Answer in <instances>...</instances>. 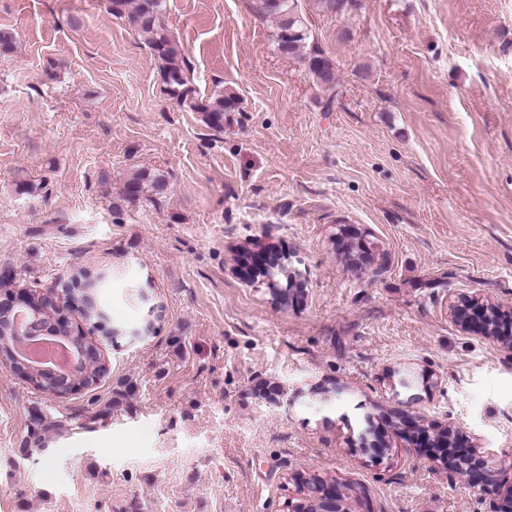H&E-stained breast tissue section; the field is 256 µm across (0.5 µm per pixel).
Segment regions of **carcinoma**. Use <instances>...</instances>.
Instances as JSON below:
<instances>
[{
	"instance_id": "cac0c4a2",
	"label": "carcinoma",
	"mask_w": 512,
	"mask_h": 512,
	"mask_svg": "<svg viewBox=\"0 0 512 512\" xmlns=\"http://www.w3.org/2000/svg\"><path fill=\"white\" fill-rule=\"evenodd\" d=\"M300 0H251L253 12L261 17L276 20L275 42L280 54L291 60L304 63L317 83L330 93H336V73L333 62L324 53L310 44L309 30L305 24ZM318 12L327 15H348L362 7V0H307ZM163 0H108V9L116 16H126L144 37L154 57L160 63L162 79L169 93L182 105L202 115L203 121L216 130L224 129V113L239 111V99L233 92L221 91L208 99L195 95L189 85L186 66L181 48L175 36L163 21ZM151 187L157 192L164 190V176L150 170H140L133 174L124 185L123 200L137 199ZM261 276L269 282V288L282 287V281L288 280L287 268L275 255L270 259ZM81 281L85 286L84 296L88 297L83 317L92 323L104 306L91 300V297L103 293V281H93L87 274L80 272L73 281ZM37 430L26 439L25 445L45 446V439L39 431L46 432L58 428L52 416L40 414L35 418Z\"/></svg>"
}]
</instances>
